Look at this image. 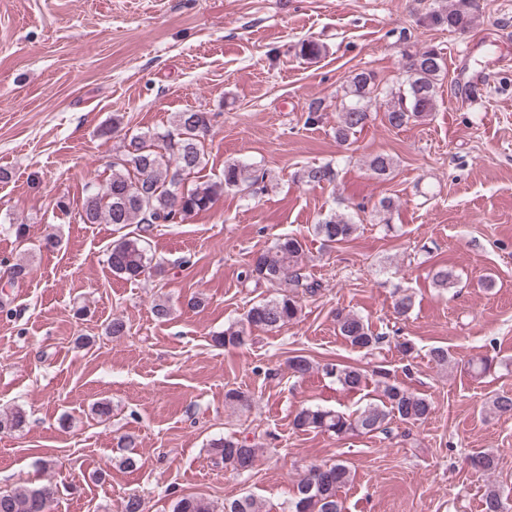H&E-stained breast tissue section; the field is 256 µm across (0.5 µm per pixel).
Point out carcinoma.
I'll use <instances>...</instances> for the list:
<instances>
[{
	"mask_svg": "<svg viewBox=\"0 0 512 512\" xmlns=\"http://www.w3.org/2000/svg\"><path fill=\"white\" fill-rule=\"evenodd\" d=\"M426 21L434 27L446 28L459 34L467 33L476 22L474 0H448V9L433 10ZM323 45L314 40H303L295 48V55L305 60L321 56ZM445 69L443 49L426 45L403 55L402 76L382 87L376 75L369 70L352 73L343 86V100L338 113L335 138L345 143L363 129L370 118L371 102L381 94L390 98V107L384 113L392 128H402L424 120L435 111L438 86ZM210 131L209 113L186 110L175 114L162 132H144L124 137L122 150L112 158V176L104 188L91 186L83 198L80 220L85 224L139 225V235L122 237L113 242L108 255L112 272L127 280H137L150 269L144 234L158 224H170L174 213L180 219L192 213L209 210L215 200L226 191L253 194L265 182V173L239 161L224 163L223 179L199 184L191 189L185 181L200 173L206 165L205 139ZM370 170L380 178H388L394 170V159L386 153H377L368 161ZM306 184L332 183L336 170L330 163L308 166L295 174ZM358 229L353 215L331 213L314 225L313 233L327 243L350 240ZM303 242L293 235H284L272 245L257 252L240 278L245 282L267 284L282 288L275 297L253 304L243 318L228 324L215 343L224 347H239L249 341L252 330L262 328L277 332L296 321L302 311L299 293L314 295L320 284L310 281L303 273ZM432 283L441 290L456 284L453 270L441 267L433 273ZM414 307L413 294L402 291L394 299L397 315L405 316ZM339 334L354 349L371 351L383 336L372 331L364 319L343 310L336 311ZM314 368L304 355L288 359V369L295 376H304ZM322 371L349 392L366 387V374L357 367L342 363H327ZM383 378L382 398L371 402L353 414L324 409L319 406L300 408L292 425L300 431L331 433L336 437L367 435L387 431L394 418L408 424L424 422L433 411L432 402L423 395L390 382L389 371L379 369ZM25 423L24 412L17 408L0 417V431L13 430ZM216 463L238 473L251 471L258 458V449L247 439L233 436L219 438L211 443ZM474 468L493 473L497 457L489 451H479L472 458ZM351 481L349 467L341 459L332 464H313L298 479L289 512H345L339 497L342 487ZM56 493L51 485L33 489L0 492V512H49L50 496ZM171 512H260L255 500L241 496L224 502L223 510H215L212 503L198 497L178 495L172 501ZM483 512H509L500 489L487 484Z\"/></svg>",
	"mask_w": 512,
	"mask_h": 512,
	"instance_id": "obj_1",
	"label": "carcinoma"
}]
</instances>
